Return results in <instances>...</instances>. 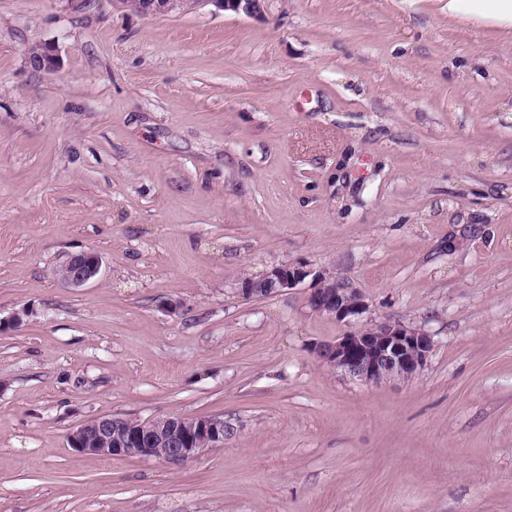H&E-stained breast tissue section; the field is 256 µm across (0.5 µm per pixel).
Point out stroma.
<instances>
[{"label":"stroma","instance_id":"obj_1","mask_svg":"<svg viewBox=\"0 0 512 512\" xmlns=\"http://www.w3.org/2000/svg\"><path fill=\"white\" fill-rule=\"evenodd\" d=\"M43 43L55 72L29 61ZM88 249L98 277L67 287ZM298 263L365 312L314 311L307 282L242 295ZM18 311L0 512H512V29L448 0H0V318ZM382 321L431 335L414 380L315 357ZM170 414L230 431L179 466L68 441ZM138 13L151 18L161 14L183 13L205 6H213L219 11H232L248 15L256 14L266 0H137ZM29 60L35 68L44 71H56L61 65L58 49L52 44L33 47L29 53ZM100 271V258L94 251L71 254L60 267V280L72 288H79L94 279Z\"/></svg>","mask_w":512,"mask_h":512}]
</instances>
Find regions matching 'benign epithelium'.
Listing matches in <instances>:
<instances>
[{
  "mask_svg": "<svg viewBox=\"0 0 512 512\" xmlns=\"http://www.w3.org/2000/svg\"><path fill=\"white\" fill-rule=\"evenodd\" d=\"M266 0H139L138 13L151 18L161 14L183 13L205 6L221 11L256 14ZM30 63L37 69L55 71L61 65L56 46L33 47ZM100 271V258L94 251L69 256L60 267V280L79 288ZM311 279L309 304L313 310L332 315L340 322L361 315L366 305L361 293L345 282L302 264L271 267L241 282L248 298H261L292 289ZM434 349L430 335L399 322H381L358 331L346 332L332 343L314 347L319 362L367 384L390 380H410L423 371ZM224 417H184L172 415L150 420L101 416L79 425L69 434V442L87 455L128 458H160L172 465L183 464L201 452L224 445Z\"/></svg>",
  "mask_w": 512,
  "mask_h": 512,
  "instance_id": "1",
  "label": "benign epithelium"
}]
</instances>
